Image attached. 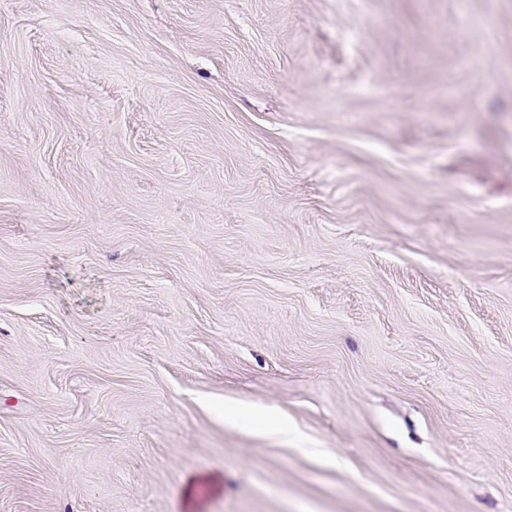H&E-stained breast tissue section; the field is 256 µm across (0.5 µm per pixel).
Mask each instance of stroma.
<instances>
[{
	"label": "stroma",
	"instance_id": "1",
	"mask_svg": "<svg viewBox=\"0 0 512 512\" xmlns=\"http://www.w3.org/2000/svg\"><path fill=\"white\" fill-rule=\"evenodd\" d=\"M0 512H512V0H0Z\"/></svg>",
	"mask_w": 512,
	"mask_h": 512
}]
</instances>
